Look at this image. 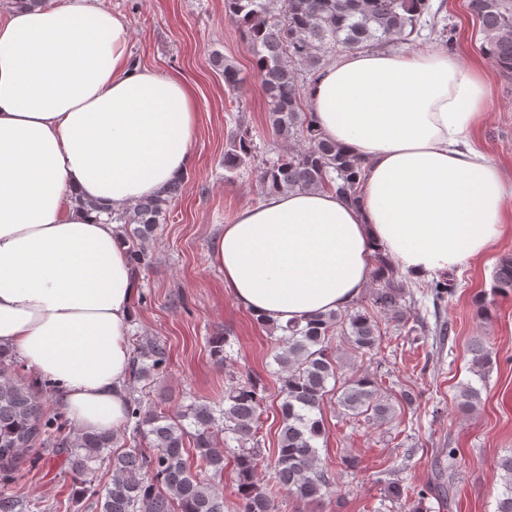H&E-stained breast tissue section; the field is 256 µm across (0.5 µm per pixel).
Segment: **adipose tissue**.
Instances as JSON below:
<instances>
[{
  "label": "adipose tissue",
  "instance_id": "1",
  "mask_svg": "<svg viewBox=\"0 0 512 512\" xmlns=\"http://www.w3.org/2000/svg\"><path fill=\"white\" fill-rule=\"evenodd\" d=\"M120 15L18 0L0 21V348L56 386L76 432L121 428L137 294L125 212L186 173L194 95L130 66ZM491 96L440 52L357 51L308 89L325 136L364 164L360 204L283 191L243 209L210 260L243 309L285 326L350 308L375 246L403 273L468 264L505 233L512 177L475 143Z\"/></svg>",
  "mask_w": 512,
  "mask_h": 512
}]
</instances>
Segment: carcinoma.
Segmentation results:
<instances>
[{"label":"carcinoma","mask_w":512,"mask_h":512,"mask_svg":"<svg viewBox=\"0 0 512 512\" xmlns=\"http://www.w3.org/2000/svg\"><path fill=\"white\" fill-rule=\"evenodd\" d=\"M468 9L479 21L483 41L480 52L500 73L512 78V0H467ZM225 14L250 46L255 70L261 76L267 98L272 131L290 138L300 135L304 146L263 166H252L254 144L249 131L238 130L224 152V171L236 174L254 171L266 193L288 190H329L351 201L361 194V163L327 140L313 124L306 98V80L297 68L319 72L323 57L340 50L353 52L380 49L401 38L418 34L423 18L432 15L431 0H224ZM215 64L223 70L224 85L233 94L240 91L243 78L237 66L222 55ZM184 180L169 184L161 195L139 203L130 213L108 215L109 222L132 224L129 258L134 274L149 264L148 244L158 224L165 220L167 206L176 198ZM374 279L377 288L369 303L354 310L312 316L291 325L275 326L280 367L281 428L274 461L261 465L263 455L257 437L260 423V382L251 377L231 381L217 402H194L172 419L141 398L130 396L126 427L130 441L150 440L153 453L136 448L110 452L118 442L116 432L101 431L71 436L61 412H48L40 396L55 392L49 384L19 381L8 371L12 356L0 353V483L11 482L30 453L38 448H57L66 454L75 484L85 487L94 465L111 460L112 485L101 495L99 512H273V498L285 490L296 499L319 502L335 493L336 478L321 464L316 446L324 434V422L317 415L325 397H336L341 413L364 418L372 424H386L397 416V407L413 405L410 391L392 402L381 396L380 381L368 373H340L334 341L340 340L358 354L379 348L388 318L399 330L407 328L408 293L398 270L382 251H376ZM454 283L448 275L426 285L422 295L434 303L445 301ZM512 293V257L497 263L491 294ZM213 362L223 367L232 360L223 335L210 338ZM132 375L141 380L160 373L167 361V346L153 339L135 344ZM472 372L485 378L491 351L480 338L470 343ZM224 433L233 435L237 447L219 441ZM199 453L202 470L192 472L184 459L186 441ZM233 459L236 499L228 501L210 482L224 476V459ZM269 471L267 481L259 478L260 468ZM503 491L496 512H512V453L502 457ZM448 493L453 487L439 484L423 488L391 483L386 497L408 509L422 512L425 498Z\"/></svg>","instance_id":"obj_1"}]
</instances>
